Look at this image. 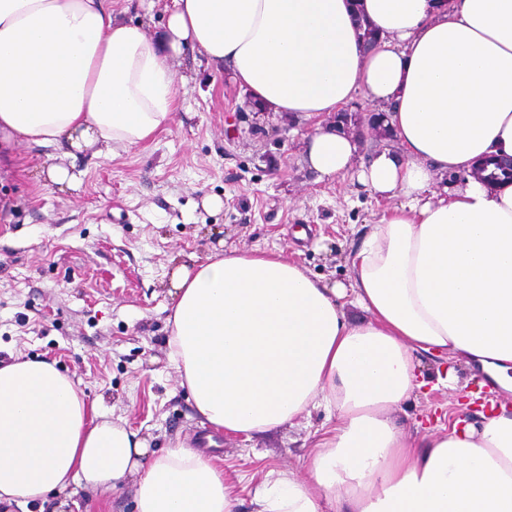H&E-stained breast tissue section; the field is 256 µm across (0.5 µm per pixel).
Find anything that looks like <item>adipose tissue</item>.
<instances>
[{
  "label": "adipose tissue",
  "mask_w": 512,
  "mask_h": 512,
  "mask_svg": "<svg viewBox=\"0 0 512 512\" xmlns=\"http://www.w3.org/2000/svg\"><path fill=\"white\" fill-rule=\"evenodd\" d=\"M188 50L293 120L363 95L396 143L358 174L401 203L350 254V286L233 251L178 276L168 345L202 423L251 438L311 408L338 414L308 478L268 470L254 512H512L511 411L424 444L390 416L419 351L512 391V182L472 175L512 157V0H173L157 39L109 0H0V163L20 141L106 157L150 139L174 110L168 59ZM362 147L320 124L307 164L333 181ZM128 484L137 512H233V480L196 449L149 457L54 364L0 366V503Z\"/></svg>",
  "instance_id": "obj_1"
}]
</instances>
